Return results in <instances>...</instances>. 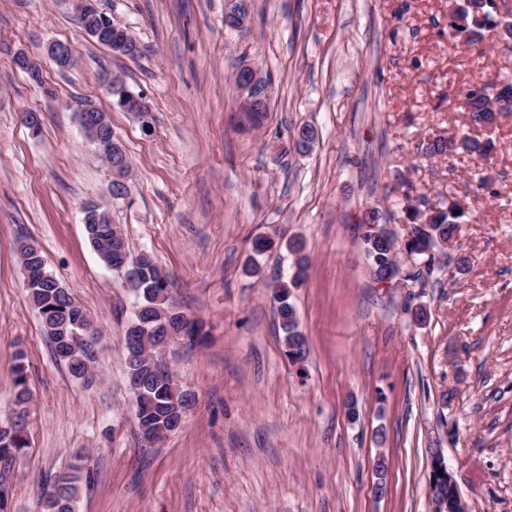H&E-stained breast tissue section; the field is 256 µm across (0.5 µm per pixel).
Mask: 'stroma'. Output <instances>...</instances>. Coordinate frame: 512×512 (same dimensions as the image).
Masks as SVG:
<instances>
[{
    "mask_svg": "<svg viewBox=\"0 0 512 512\" xmlns=\"http://www.w3.org/2000/svg\"><path fill=\"white\" fill-rule=\"evenodd\" d=\"M139 42L136 58L85 36L72 0H0V422L24 350L30 446L9 476L6 512H39L42 483L75 453L94 470L76 512H436V460L470 512H512V113L470 124L468 89L512 77V43L465 44L448 0H253L229 28L230 0H96ZM75 48L59 68L50 42ZM42 67L33 83L12 58ZM271 79L269 112L249 127L236 69ZM119 74L148 117L122 111L103 85ZM108 112L134 169L127 196L84 137L81 108ZM39 112L40 135L23 122ZM317 131L310 152L293 138ZM492 139L486 160L433 156L434 139ZM467 206L433 271L402 258V280L375 283L361 219L395 224L413 201ZM103 205L132 257L150 256L199 321L203 344L166 362L195 400L160 442L139 432L123 337L139 303L88 244L82 206ZM301 237L308 269L294 289L306 356L285 354L272 288ZM25 237L99 324L86 387L53 357L16 252ZM428 318L413 319L417 308ZM355 405L349 417L347 405Z\"/></svg>",
    "mask_w": 512,
    "mask_h": 512,
    "instance_id": "obj_1",
    "label": "stroma"
}]
</instances>
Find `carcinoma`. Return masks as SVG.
<instances>
[{
	"instance_id": "cac0c4a2",
	"label": "carcinoma",
	"mask_w": 512,
	"mask_h": 512,
	"mask_svg": "<svg viewBox=\"0 0 512 512\" xmlns=\"http://www.w3.org/2000/svg\"><path fill=\"white\" fill-rule=\"evenodd\" d=\"M448 26L468 44L483 38V31L496 28L505 38L512 37V19L504 18L497 12L496 0H463V3L449 15ZM465 107L469 121L486 126L494 123L496 115L512 112V78L505 77L499 89L491 93L486 89H470L465 95ZM427 151L432 155L446 153L482 157L489 153L490 143L480 141L465 134L448 139H437L430 143ZM417 210L407 207L409 221L403 234V245L410 259H422L427 269H432L436 256L448 248L453 239L456 224L464 217V208L455 200L448 206L422 212L415 219ZM385 214L374 209L367 215V224L376 230L374 235H366L364 248L373 277L381 279L391 271L397 257L398 237L384 227ZM91 248L100 261L112 267V242L122 237V232L111 218L106 216L86 230ZM18 252L25 255L33 265L44 263L42 253L24 238L18 240ZM139 285L135 288L140 298L134 323L140 332L125 343L138 347L156 349L161 337L167 334L180 335L186 314L180 309L169 308L171 282L167 273L152 259L138 261ZM305 259L297 263V271L287 282L274 286V300L277 304L279 326L287 349L304 348V339L298 332L297 312L290 302L291 290L305 281ZM29 299L37 311L44 332L50 340L56 359L63 362L70 375L78 381L93 365L95 343L87 342L73 332H82V327L93 318L77 304L67 289L51 274L35 280L27 288ZM126 378L130 391L136 393L134 413L138 426H146L144 438L157 442L173 433L175 423L182 419L185 410L193 402V395L184 390L179 397V405L171 404V391L174 383L166 373L155 375L142 361L125 360ZM15 404L24 405L31 399L28 380L26 354L18 350L13 368ZM29 448L26 421H14L0 427V512L6 509L9 486L8 474L17 458ZM75 463L68 473L55 476L47 483L41 498V512H75L83 478L89 476L88 457L80 452L74 457ZM438 494L447 502L448 512H455L454 505L459 491L456 483L438 475H433Z\"/></svg>"
}]
</instances>
